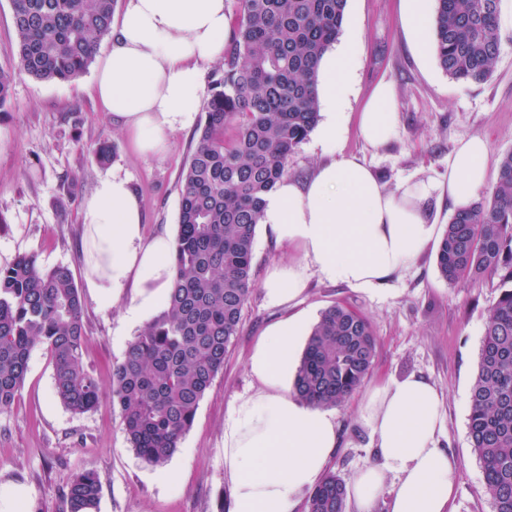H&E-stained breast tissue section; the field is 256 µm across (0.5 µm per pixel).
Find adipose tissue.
Returning <instances> with one entry per match:
<instances>
[{
  "label": "adipose tissue",
  "instance_id": "ef3b65f1",
  "mask_svg": "<svg viewBox=\"0 0 512 512\" xmlns=\"http://www.w3.org/2000/svg\"><path fill=\"white\" fill-rule=\"evenodd\" d=\"M228 0H125L120 21L95 75L103 111L146 157L163 154L169 131L194 127L205 94L204 69L223 59ZM347 49L325 54L317 97L325 119L318 138L327 158L303 179L285 178L266 194L261 223L300 261L276 265L264 281L270 303L291 312L258 338L248 369L257 389L241 397L224 425V474L232 512H297L326 474L339 445L334 412L306 404L291 390L293 368L307 337L298 305L307 273L372 290L413 264L436 234L434 203L469 208L487 190V139L460 140L446 180L407 181L391 189L358 157L337 155L338 123L351 75ZM395 91L378 83L360 114V132L381 145L396 129ZM84 283L107 312L132 288L124 320L143 326L167 305L173 242L144 241L139 199L127 178L105 174L83 201ZM444 395L412 375L375 384L360 404L379 461L346 485L356 512H372L388 472L399 481L388 512H450L457 461L440 436Z\"/></svg>",
  "mask_w": 512,
  "mask_h": 512
}]
</instances>
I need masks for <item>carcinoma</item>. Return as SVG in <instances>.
Instances as JSON below:
<instances>
[{"mask_svg": "<svg viewBox=\"0 0 512 512\" xmlns=\"http://www.w3.org/2000/svg\"><path fill=\"white\" fill-rule=\"evenodd\" d=\"M116 0H13L18 69L0 68V109L17 75L69 82L84 74L111 32ZM346 0H238L231 33L204 104V123L182 172L167 308L112 367V407L136 454L164 465L191 429L224 367L252 288V259L265 195L288 175V158L316 128V74L337 41ZM436 59L457 83L492 77L502 42L495 0H436ZM232 125L234 137L224 138ZM438 270L451 285L499 278L470 392L469 434L494 512H512V152L492 190L456 213L439 241ZM83 301L71 269L19 255L0 267V410L15 401L31 349L50 353L58 399L75 414L100 404L84 364ZM377 340L370 321L335 304L312 327L293 393L338 407L369 374ZM93 469L70 480L67 512H94ZM345 482L326 473L307 512H345Z\"/></svg>", "mask_w": 512, "mask_h": 512, "instance_id": "cac0c4a2", "label": "carcinoma"}]
</instances>
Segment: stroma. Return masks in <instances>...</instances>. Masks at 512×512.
<instances>
[{
    "label": "stroma",
    "mask_w": 512,
    "mask_h": 512,
    "mask_svg": "<svg viewBox=\"0 0 512 512\" xmlns=\"http://www.w3.org/2000/svg\"><path fill=\"white\" fill-rule=\"evenodd\" d=\"M497 21L502 52L492 78L459 84L440 68L435 53L422 57L415 52L401 0H347L337 43L350 47L354 69L346 90V135L337 152L363 158L393 189L409 179L446 177L457 142L484 135L491 146L488 169L497 174L503 155L512 152V0H499ZM382 81L395 89L397 128L386 144L375 147L362 138L359 116ZM92 84L89 72L65 83L21 74L7 111L0 112V253L32 254L42 267L65 265L77 278L85 233L79 210L98 178L111 172L129 179L142 208L145 240L176 236L180 175L193 141L192 132L175 130L167 154L139 156L111 115L100 111ZM104 141L111 144L112 156L101 164L92 149ZM288 258L287 248L275 247L264 229H257L253 288L240 332L192 428L160 467L135 453L109 396L112 365L138 334L123 322L131 295L123 293L106 313L84 295V361L104 397L94 410L69 411L56 395L48 350L35 346L17 399L0 411V493L24 489L18 512H65L63 489L76 473L92 469L101 482L95 512H231L224 423L232 406L257 387L247 369L255 342L287 313L267 302L263 281L269 269ZM500 293L498 277L490 275L472 286L448 284L433 245L375 291L360 292L310 274L303 308L317 317L335 303L346 304L370 320L377 337L370 374L335 410L342 443L329 471L347 481L376 463L360 401L378 382L416 374L444 394L441 441L458 463L453 512H493L468 418L486 311Z\"/></svg>",
    "instance_id": "1"
}]
</instances>
